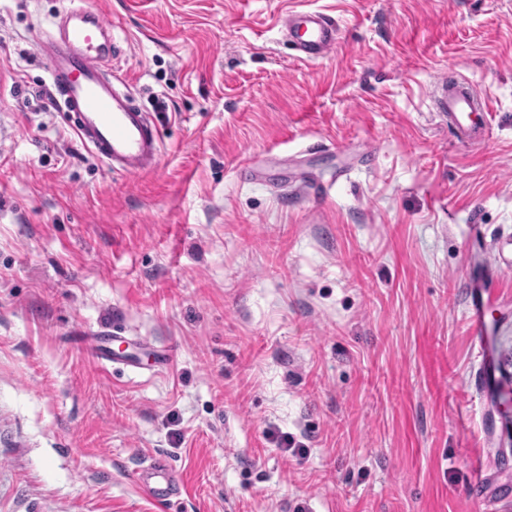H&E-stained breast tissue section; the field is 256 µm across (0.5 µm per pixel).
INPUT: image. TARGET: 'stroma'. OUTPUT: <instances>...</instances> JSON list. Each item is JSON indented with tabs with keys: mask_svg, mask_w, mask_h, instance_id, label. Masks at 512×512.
<instances>
[{
	"mask_svg": "<svg viewBox=\"0 0 512 512\" xmlns=\"http://www.w3.org/2000/svg\"><path fill=\"white\" fill-rule=\"evenodd\" d=\"M71 8L111 25L157 170H112L39 99L35 36ZM301 9L336 19L330 57L284 37ZM454 76L480 145L431 96ZM112 329L136 367L92 360ZM505 398L512 0H0V512H485ZM155 455L179 500L136 484ZM433 93L458 142L475 145L485 140L489 132V113L485 102L466 84L445 81L437 84ZM494 299L492 290L481 291V298L477 302L472 300L468 310V324L473 336L479 341L481 349V362L478 369L479 381L485 379L486 375L494 371L497 365L496 352L487 345V334L489 329V316H493ZM477 372V373H478Z\"/></svg>",
	"mask_w": 512,
	"mask_h": 512,
	"instance_id": "1",
	"label": "stroma"
}]
</instances>
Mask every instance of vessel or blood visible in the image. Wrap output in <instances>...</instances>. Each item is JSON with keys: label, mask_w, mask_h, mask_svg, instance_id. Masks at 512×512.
Wrapping results in <instances>:
<instances>
[{"label": "vessel or blood", "mask_w": 512, "mask_h": 512, "mask_svg": "<svg viewBox=\"0 0 512 512\" xmlns=\"http://www.w3.org/2000/svg\"><path fill=\"white\" fill-rule=\"evenodd\" d=\"M65 18L59 34L40 35L37 46L49 63L58 102L74 117L77 135L113 169L130 175L156 170L161 158L157 128L114 84L110 70L114 41L107 24L99 14L83 9L68 10ZM280 23L303 60L323 59L336 47V21L324 13L292 11ZM434 95L458 142L475 145L485 140L486 105L466 84H437ZM493 308V294L485 291L468 310L471 332L482 345L478 372L483 376L497 365L496 352L486 344ZM137 482L147 497L161 502L184 492L180 476L156 456L139 469Z\"/></svg>", "instance_id": "vessel-or-blood-1"}]
</instances>
